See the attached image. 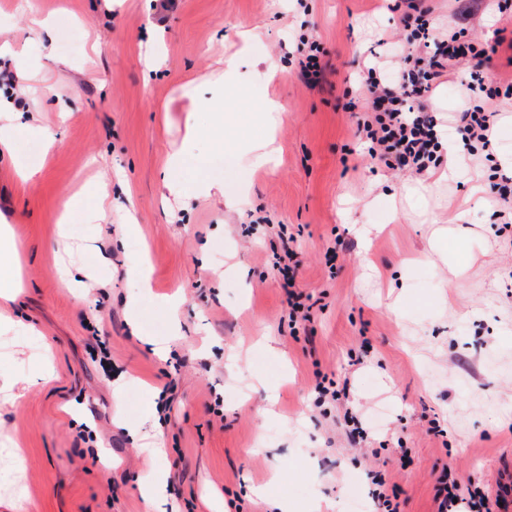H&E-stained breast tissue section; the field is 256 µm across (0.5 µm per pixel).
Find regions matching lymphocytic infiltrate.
Here are the masks:
<instances>
[{
    "label": "lymphocytic infiltrate",
    "mask_w": 512,
    "mask_h": 512,
    "mask_svg": "<svg viewBox=\"0 0 512 512\" xmlns=\"http://www.w3.org/2000/svg\"><path fill=\"white\" fill-rule=\"evenodd\" d=\"M399 22L406 41L432 40L430 51L400 55L399 78L388 82L383 75L363 78L365 106L370 118L357 126L372 157L390 169L424 173L439 167L444 158L441 125L435 115L432 92L447 73L449 63H482L496 53L497 45L461 39L457 34L434 40L429 33L430 9L425 0H401ZM495 112L477 106L459 112L456 131L467 151L488 149L496 123ZM273 274L286 296L290 325L308 321L309 308L297 290V271L283 257L272 263Z\"/></svg>",
    "instance_id": "lymphocytic-infiltrate-1"
}]
</instances>
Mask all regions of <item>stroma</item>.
I'll list each match as a JSON object with an SVG mask.
<instances>
[{
	"mask_svg": "<svg viewBox=\"0 0 512 512\" xmlns=\"http://www.w3.org/2000/svg\"><path fill=\"white\" fill-rule=\"evenodd\" d=\"M430 6L440 32L512 41V10L494 0L466 21L455 0ZM398 25L385 0H172L164 14L158 0H0V62L23 72V97L49 88L37 121L55 135L30 180L0 160V220L22 279L4 304L17 325L0 333V390L24 393L0 406V512H153L139 485L157 471L168 474L166 512H214L217 502L268 512L273 495L292 512L319 501L349 512L368 497L371 471L397 486L399 512H434L447 472L462 496L496 499L512 461V228L471 196L475 173L493 184L491 162L470 160L430 195L421 176L388 170L361 146L347 93L373 54L401 53ZM244 26L260 32L255 52L280 64L293 36L312 31L324 82L268 80L241 50ZM229 55L251 104L214 132L191 100L211 96ZM470 76L449 67L433 94L440 120L449 127L455 113L487 106L499 114L492 152L512 159V100L471 92ZM265 97L287 107L271 116V162L251 119ZM190 123L202 130L191 143ZM186 146L183 166L167 172ZM166 173L186 189L219 179L230 194L247 178V202L230 210L163 195ZM90 183L103 195L68 212ZM457 213L465 241L445 234L447 260L415 263ZM272 223L295 234L297 282L315 302L294 331L267 265L280 245ZM365 224L383 230L366 237ZM340 238L350 248L328 263ZM451 259L467 266L453 290ZM139 262L150 273L141 292L127 274ZM65 263L82 268L79 285L61 280ZM134 291L139 338L127 324ZM175 294L177 336L166 307ZM146 336L169 344V356L154 355ZM268 337L275 352L262 346ZM321 376L346 383L348 398L317 404Z\"/></svg>",
	"mask_w": 512,
	"mask_h": 512,
	"instance_id": "stroma-1",
	"label": "stroma"
}]
</instances>
